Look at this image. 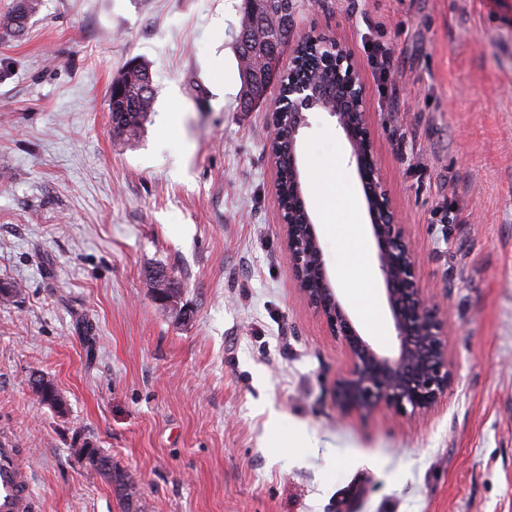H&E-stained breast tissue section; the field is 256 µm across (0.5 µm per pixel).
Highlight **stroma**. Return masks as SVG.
<instances>
[{"label": "stroma", "instance_id": "1", "mask_svg": "<svg viewBox=\"0 0 512 512\" xmlns=\"http://www.w3.org/2000/svg\"><path fill=\"white\" fill-rule=\"evenodd\" d=\"M242 0H41L0 38V436L34 512H122L76 448L101 449L143 512H512V0H298L292 40L325 33L366 84L377 167L451 324L454 383L428 414L342 411L345 347L293 276L270 163L278 83L250 111L233 34ZM156 93L140 138H115L130 58ZM304 200L334 292L333 224L370 218L335 117L298 135ZM349 193L322 216L317 185ZM182 288L181 319L150 271ZM55 383L43 404L31 373Z\"/></svg>", "mask_w": 512, "mask_h": 512}]
</instances>
